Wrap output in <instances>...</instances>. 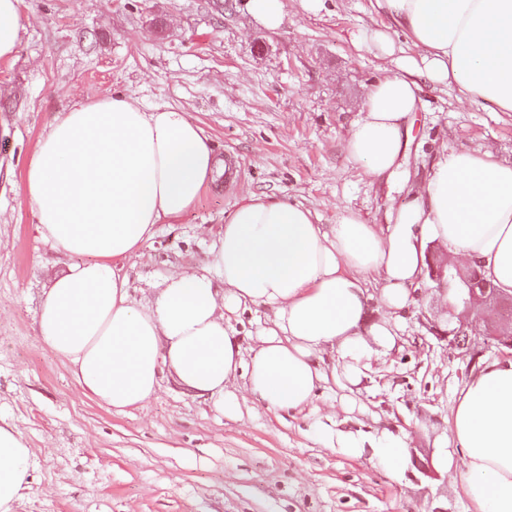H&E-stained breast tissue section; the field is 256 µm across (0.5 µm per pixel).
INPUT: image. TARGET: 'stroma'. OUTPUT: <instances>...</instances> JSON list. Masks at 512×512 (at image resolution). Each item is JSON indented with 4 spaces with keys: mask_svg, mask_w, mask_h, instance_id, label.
Listing matches in <instances>:
<instances>
[{
    "mask_svg": "<svg viewBox=\"0 0 512 512\" xmlns=\"http://www.w3.org/2000/svg\"><path fill=\"white\" fill-rule=\"evenodd\" d=\"M265 26L248 0H24L17 54L0 60V417L32 451L16 512H476L452 474L396 473L329 447L322 420L366 441L391 433L420 458L450 440L448 420L475 374L431 337L437 290L423 279L400 313V350L373 357L353 388L328 381L299 413L245 403L236 416L164 376L141 408L116 413L86 395L66 360L37 336L50 279L69 256L40 239L24 172L61 112L98 93L195 118L235 182L208 181L196 204L158 225L140 255L119 261L135 298L178 267L198 268L249 194L301 203L321 223L340 208L387 224L443 149H489L512 162V114L424 88L394 179L370 181L343 139L392 59L358 49L359 27L382 20L375 0H324L315 12L283 0Z\"/></svg>",
    "mask_w": 512,
    "mask_h": 512,
    "instance_id": "stroma-1",
    "label": "stroma"
}]
</instances>
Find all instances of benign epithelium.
Returning a JSON list of instances; mask_svg holds the SVG:
<instances>
[{"label":"benign epithelium","mask_w":512,"mask_h":512,"mask_svg":"<svg viewBox=\"0 0 512 512\" xmlns=\"http://www.w3.org/2000/svg\"><path fill=\"white\" fill-rule=\"evenodd\" d=\"M428 277L435 288L448 296L444 322L430 320L426 328L447 348L458 350L476 361L469 340L483 336L488 345L512 350V297L488 291L477 267L461 265L451 255L434 252Z\"/></svg>","instance_id":"obj_1"}]
</instances>
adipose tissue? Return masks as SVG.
Returning a JSON list of instances; mask_svg holds the SVG:
<instances>
[{"instance_id":"adipose-tissue-1","label":"adipose tissue","mask_w":512,"mask_h":512,"mask_svg":"<svg viewBox=\"0 0 512 512\" xmlns=\"http://www.w3.org/2000/svg\"><path fill=\"white\" fill-rule=\"evenodd\" d=\"M389 23L359 33L376 55L403 31L415 54L368 90L344 138L345 157L365 176L394 175L408 143L422 85L457 87L472 103L512 112V0H376ZM224 170L187 113L143 109L128 94L92 96L63 113L38 141L25 191L39 237L73 259L40 306L43 344L69 362L82 390L122 412L148 401L170 374L220 412L250 401L279 412L312 404L326 376L322 353L338 352L356 382L374 348L398 345L392 314L413 300L435 241L475 261L498 293L512 296V164L485 149L441 155L395 223L378 226L350 207L330 226L302 205L252 194L231 213L201 270L164 279L155 299L135 300L118 260L139 254L158 224L186 213L207 179ZM379 287L385 319L365 325L367 282ZM271 311L250 356L231 314ZM450 432L462 464L441 452L477 512H512V360L493 361L457 398ZM344 453L399 471L408 448L384 437ZM31 450L0 424V512L30 485Z\"/></svg>"}]
</instances>
